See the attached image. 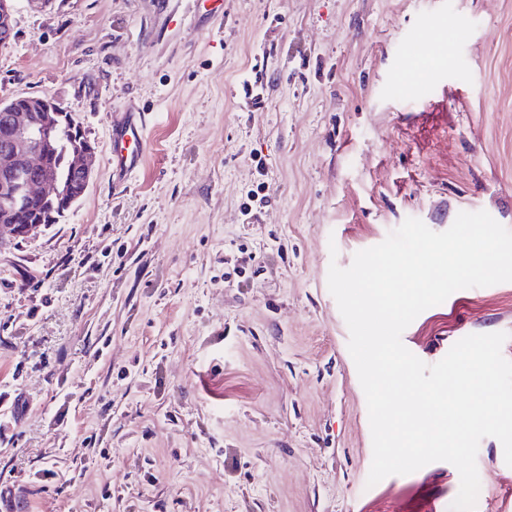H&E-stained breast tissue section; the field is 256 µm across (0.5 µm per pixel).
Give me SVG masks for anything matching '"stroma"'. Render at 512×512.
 Wrapping results in <instances>:
<instances>
[{"instance_id":"35a3bbf8","label":"stroma","mask_w":512,"mask_h":512,"mask_svg":"<svg viewBox=\"0 0 512 512\" xmlns=\"http://www.w3.org/2000/svg\"><path fill=\"white\" fill-rule=\"evenodd\" d=\"M13 25L0 102L52 98L97 157L64 218L0 240V512H449L444 461L368 486L327 278L409 217L512 229V0H15ZM127 112L147 147L117 185ZM494 332L512 361V282L402 342L432 365ZM476 463V512H512L501 442ZM144 131L142 118L137 119L132 113L112 121L108 163L115 183H124L140 168L144 158Z\"/></svg>"}]
</instances>
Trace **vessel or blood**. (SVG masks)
Instances as JSON below:
<instances>
[{
	"label": "vessel or blood",
	"instance_id": "1",
	"mask_svg": "<svg viewBox=\"0 0 512 512\" xmlns=\"http://www.w3.org/2000/svg\"><path fill=\"white\" fill-rule=\"evenodd\" d=\"M144 131L142 120L135 114H126L113 120L109 132L108 163L116 183H123L138 170L144 158Z\"/></svg>",
	"mask_w": 512,
	"mask_h": 512
}]
</instances>
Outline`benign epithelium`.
Wrapping results in <instances>:
<instances>
[{"instance_id":"1","label":"benign epithelium","mask_w":512,"mask_h":512,"mask_svg":"<svg viewBox=\"0 0 512 512\" xmlns=\"http://www.w3.org/2000/svg\"><path fill=\"white\" fill-rule=\"evenodd\" d=\"M12 31V6L9 0H0V39L10 40ZM33 112L38 113L36 121L31 118ZM4 117L8 130L7 141L0 149V200L4 205L23 210L31 201L51 202L65 192V184L45 164L42 145L52 141L66 124L75 137L66 165L81 182L80 196L86 194L96 147L82 127L47 97L34 98L22 108L10 106Z\"/></svg>"}]
</instances>
